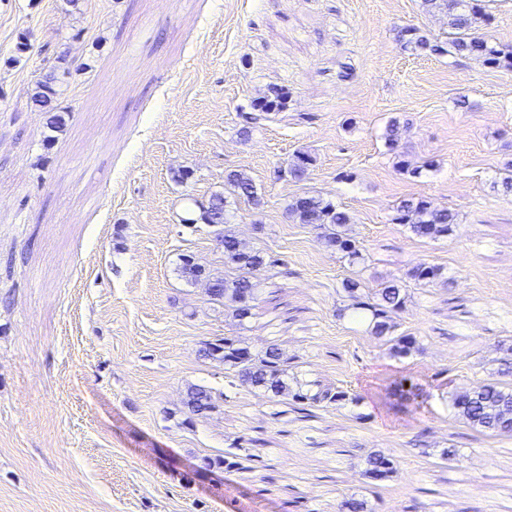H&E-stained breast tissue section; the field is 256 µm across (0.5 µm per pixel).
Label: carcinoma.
<instances>
[{"label":"carcinoma","mask_w":512,"mask_h":512,"mask_svg":"<svg viewBox=\"0 0 512 512\" xmlns=\"http://www.w3.org/2000/svg\"><path fill=\"white\" fill-rule=\"evenodd\" d=\"M430 11L442 13L447 18L448 39H429L414 27H404L400 37L404 47L431 56L448 55L452 58H471L483 65L512 73V49L503 50L486 39L483 27L491 20L483 0H424ZM57 97L56 76L50 71L35 82L31 101L40 108L52 112ZM288 104V92L272 87L252 101L258 112H279ZM385 144L394 150L402 139V128L396 121L388 122L384 133ZM314 162L305 152L295 156L288 173L301 178ZM243 200L258 207L261 197L248 174L231 170L224 178V190L214 192L207 205L191 209L182 219L185 224H207L224 242V264L233 273L215 275L193 257L182 258V277L190 282H203L209 300L224 306L238 325H244L252 316L260 297V276L268 264L264 252L245 249L237 235L229 229V199ZM288 217L298 224L311 228L316 238L336 249L340 259L350 266L362 260V252L347 233L350 223L348 213L317 194L305 193L288 204ZM419 237L437 240L451 236L456 231L457 216L446 208H437L426 199H403L396 207V217ZM406 278L428 284L448 285V276L443 268L435 265H420L410 269ZM350 303L338 309L337 316L352 323L365 324L370 333L383 339L389 346V354L397 359L407 358L418 350L414 336L396 333L397 318L405 310L408 301L406 284L402 280L388 281L376 289L372 296L363 293L361 283L349 279L343 284ZM502 356L498 359L497 377L486 379L466 390L448 393V404L454 414L471 428L492 435L512 437V345L498 343ZM205 360L224 364V374L245 387L261 389L274 398L291 400L297 410L304 412L321 404H339L350 399L349 392L338 386L315 392L303 388L299 383L290 384L291 365L288 356L275 345L255 352L238 336H226L207 342L199 350ZM396 403L405 406L417 401L421 388L416 383L402 378L390 385ZM187 419L205 417L216 408L212 391L203 386L187 389L183 402ZM239 447L224 451V457L210 460L215 466L242 468L241 461L249 459L237 453ZM397 474L395 460L388 454L372 451L365 457L362 475L372 482H383Z\"/></svg>","instance_id":"cac0c4a2"}]
</instances>
